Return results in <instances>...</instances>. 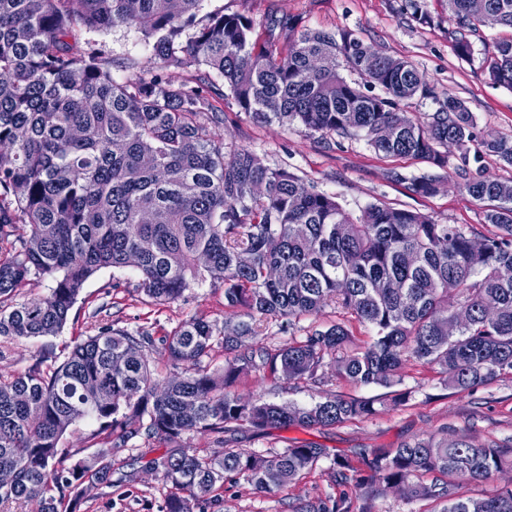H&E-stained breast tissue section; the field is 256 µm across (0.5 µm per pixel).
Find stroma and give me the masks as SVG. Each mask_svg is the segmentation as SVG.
Instances as JSON below:
<instances>
[{
    "instance_id": "1",
    "label": "stroma",
    "mask_w": 512,
    "mask_h": 512,
    "mask_svg": "<svg viewBox=\"0 0 512 512\" xmlns=\"http://www.w3.org/2000/svg\"><path fill=\"white\" fill-rule=\"evenodd\" d=\"M434 21L421 25L413 18L406 0H200L199 16L210 13H240L263 21L267 16L290 15L301 27L333 32L350 30L380 53L406 59L424 72L433 96L404 101V111L424 117L433 114L438 103L452 97L471 112L477 131L492 130L512 139V90L492 84L481 68L480 58L487 45L512 37V30L482 28L474 41L471 59L461 58L448 35L442 0H427ZM78 50L94 54L105 62L128 58L147 62L152 41L136 27L116 26L108 30L85 29L78 33ZM224 123L217 133L226 142L247 148L273 167H285L304 183L337 197L350 212L370 204L422 212L442 224H461L488 232L485 204L472 201L462 190L458 166L460 152L448 150V165L437 168L425 161L406 157L376 155L364 140L322 135L278 122L259 123L249 117L233 99H224ZM432 176L438 180L434 195L421 196L410 189L413 179ZM134 266L104 268L84 285L60 333L31 339H0V377L9 379L44 358L62 353L75 339L97 334L109 325L128 331L145 327L154 336L169 333L183 321L201 317L211 322L224 320V289L203 283L186 291L179 301L157 305L139 289ZM336 321L348 322L354 335L367 339L368 330L348 321L336 307H326L315 322L301 320L294 332H281L276 320L262 322L261 339L272 349L287 346L292 337L304 336L308 325L326 328ZM400 390L409 392L408 403L387 405L377 416L355 419L326 427H288L261 432L245 431L218 439L217 435L189 432L183 443L201 452L221 448H246L258 454L313 443L331 452L351 455L372 448H395L420 438L463 435L474 444L512 437V377H501L473 391L446 388L436 373L419 363L405 365ZM240 398L258 397L278 404L310 405L328 393L373 397L383 395L378 386H359L332 380L317 386L279 374L250 373L233 387ZM97 423L83 421L60 440L65 463L105 447ZM132 481L122 488L98 487L88 490L77 512H160L164 500L158 476L143 464L131 466ZM336 483L328 462L279 492L258 493L245 482H225L218 502L204 512H298L300 507L333 499L344 492Z\"/></svg>"
}]
</instances>
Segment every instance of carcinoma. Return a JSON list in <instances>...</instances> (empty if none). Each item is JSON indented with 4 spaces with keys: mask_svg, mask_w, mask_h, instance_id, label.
<instances>
[{
    "mask_svg": "<svg viewBox=\"0 0 512 512\" xmlns=\"http://www.w3.org/2000/svg\"><path fill=\"white\" fill-rule=\"evenodd\" d=\"M448 34L459 56L480 36L476 0H446ZM497 25L512 29V0H481ZM199 0H0V240L18 248L0 257V337L55 336L86 281L139 254L140 290L152 302L184 297L207 279L224 286V325L189 319L156 339L110 326L74 342L63 360L0 379V469L16 472L0 487V506L36 500L40 512H73L85 482L108 488L118 453L143 434L171 444L138 455L159 474L164 512H195L224 481L273 493L330 456L294 445L265 455L225 448L199 455L180 444L187 432L234 433L297 426L328 427L379 413L387 396L330 394L308 407L243 401L228 387L241 374L283 373L327 383L335 377L386 389L418 362L446 386L469 391L512 375V184L464 178L463 191L490 202L475 232L439 224L421 212L369 205L347 211L333 195L306 185L250 150L216 138L226 96L257 121L363 138L386 157H414L442 168L448 146L463 165L493 155L512 164V140L476 132L472 114L453 98L421 121L400 108L433 94L410 62L381 55L352 31L299 28L289 16L262 23L239 13L197 17ZM138 27L152 38L148 65L119 83L108 64L80 53L83 29ZM196 28L195 36L182 34ZM169 66L205 68L198 82L173 86ZM493 83L512 89V39L485 51ZM380 89L366 94L340 69ZM478 149L470 152V144ZM30 277L53 282L49 296L10 303ZM335 304L371 332L360 341L343 323L271 351L260 322L290 331ZM160 344L182 376L159 385L146 350ZM224 347V372L202 365ZM111 399L97 402L94 391ZM192 405L195 413L184 408ZM93 420L109 446L62 465L58 444L76 423ZM336 478L353 488L310 512H374L383 489L443 504L440 512H512V484L483 498L460 499L453 476L488 479L512 469V442L476 446L465 436L417 439L395 449L333 456ZM439 473L448 480H424Z\"/></svg>",
    "mask_w": 512,
    "mask_h": 512,
    "instance_id": "1",
    "label": "carcinoma"
}]
</instances>
